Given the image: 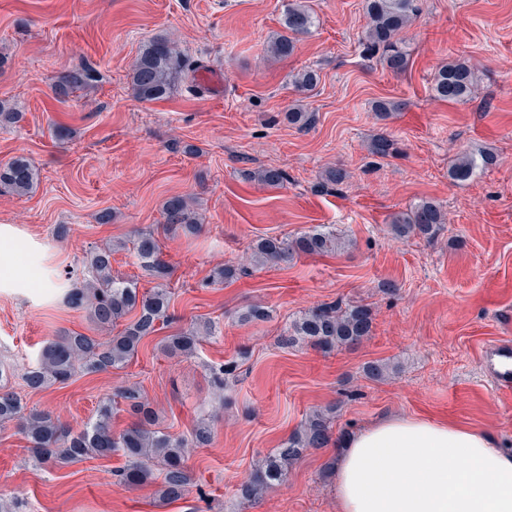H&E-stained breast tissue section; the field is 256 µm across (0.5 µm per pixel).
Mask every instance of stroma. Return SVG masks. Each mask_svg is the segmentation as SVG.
I'll return each instance as SVG.
<instances>
[{"mask_svg": "<svg viewBox=\"0 0 512 512\" xmlns=\"http://www.w3.org/2000/svg\"><path fill=\"white\" fill-rule=\"evenodd\" d=\"M288 3L0 0V99L23 114L0 129V163L22 154L39 170L32 193L0 191V237L17 243L18 265L34 266L39 280L0 281L9 384L27 408L75 430L100 400L136 385L170 433H190L203 418L213 433L189 455L188 494L162 503L155 484L118 483L121 455L44 470L15 424L0 427V497L19 512H337L332 445L307 450L287 482L259 499L237 494L307 414L331 406L337 438L388 416H421L488 432L512 449V390H498L484 363L492 345L512 342V0H421L403 32L410 65L399 75L364 54V0H308L316 27L291 56H271ZM159 35L178 41L193 70L168 100L145 103L133 95L132 65ZM451 61L478 77L474 98L435 97L432 76ZM82 64L97 82L57 94V77ZM214 67L224 72L220 96L199 87ZM305 70L319 76L308 93L293 83ZM381 100L404 107L382 117ZM292 108L311 115L306 129L289 123ZM58 125L68 138H55ZM381 134L396 143L385 159L368 151ZM188 144L197 154L185 153ZM462 149L492 151L496 163L452 181L448 167ZM270 165L287 173L285 186L251 180ZM329 167L348 180L322 185ZM172 195L192 199L198 233L165 235L162 204ZM424 199L442 207L447 224L431 240L394 239L392 217ZM105 210L111 223L98 221ZM60 224L71 228L63 240ZM319 226L346 248L255 265L257 239ZM144 231L159 236L173 270V329L202 318L217 335L188 358L167 356L152 336L124 368L27 389L21 375L47 340L91 328L86 311L62 302L68 275L81 273L90 249ZM224 263L243 276L201 287ZM336 300L371 307L372 331L359 345L327 354L280 346L289 322ZM256 303L270 319L237 322ZM227 361L238 369L219 392L210 368ZM371 361L390 364V376L365 378Z\"/></svg>", "mask_w": 512, "mask_h": 512, "instance_id": "stroma-1", "label": "stroma"}]
</instances>
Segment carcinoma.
I'll list each match as a JSON object with an SVG mask.
<instances>
[{
	"label": "carcinoma",
	"instance_id": "cac0c4a2",
	"mask_svg": "<svg viewBox=\"0 0 512 512\" xmlns=\"http://www.w3.org/2000/svg\"><path fill=\"white\" fill-rule=\"evenodd\" d=\"M417 0H367L370 25L365 32V50L380 54V62L394 74L407 71L410 53L400 32L417 12ZM317 17L312 8L301 0H293L285 14L283 30L270 44L278 57L290 56L297 36L310 33ZM190 71L188 59L174 42L166 37L151 40L137 58L132 72V90L141 102H156L168 98L176 84ZM96 81L93 69L80 66L59 76L56 90L68 94L83 90ZM477 87L475 74L461 62L440 66L433 76L435 97L451 101L469 99ZM22 118L9 102L0 99V128L17 124ZM373 156L387 158L395 153L394 142L385 135L374 138L370 145ZM495 155L488 151L475 157L467 150L460 151L448 170L457 182L472 178L479 168L495 164ZM39 178L35 164L25 156H17L0 165V188L16 195L29 193ZM254 178L264 184L280 186L288 181L286 172L278 168H263ZM164 232L196 233L200 219L186 197H169L162 206ZM446 213L433 201H423L409 211L395 216L390 224L396 239L412 235L426 238L436 236L446 224ZM344 239L328 229H313L295 238L268 236L253 245L255 262L276 266L301 255L328 256L343 250ZM127 248V243H108L91 250L84 262L82 279L73 282L64 294V302L73 309L88 313L96 332L112 331L123 320L124 328L108 338L73 332L47 341L35 365L23 373L26 386L41 391L55 384H64L78 373L89 375L121 369L137 354L141 342L156 335L173 320L169 313L170 295L165 282L170 268L162 258L160 241L152 232L138 234L133 243L134 255L144 275L157 282L147 291L138 283L112 272V255ZM242 270L234 265L219 267L201 283L209 288L218 283L232 282ZM270 318L267 307L251 305L238 315L241 322L265 321ZM372 327L371 309L362 304L335 301L314 307L294 319L280 337L279 344L290 348L299 344L311 346L324 353L351 347L369 336ZM215 335L210 320L195 323L162 340V349L172 355L191 356L200 341ZM237 364L228 362L211 369L216 390L223 391L229 379L235 377ZM8 368L0 364V425L16 423L27 441L30 459L38 467L56 466L89 458H106L121 453L125 466L117 477L125 485H145L159 471L161 481L156 495L162 502L177 501L185 496L191 484L186 459L192 448H202L212 440L211 426L201 420L187 437L177 436L159 427L158 414L142 401L140 388L126 387L117 397L126 401L135 420L125 429L112 431L114 403L100 401L94 417L79 431L61 423L48 412L26 409L20 396L6 383ZM334 409L310 412L287 440L268 455L253 470L248 481L238 489V496L252 501L264 491L284 484L288 468L309 449L326 448L332 440Z\"/></svg>",
	"mask_w": 512,
	"mask_h": 512
}]
</instances>
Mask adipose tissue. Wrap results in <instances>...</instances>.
Returning <instances> with one entry per match:
<instances>
[{"label":"adipose tissue","instance_id":"ef3b65f1","mask_svg":"<svg viewBox=\"0 0 512 512\" xmlns=\"http://www.w3.org/2000/svg\"><path fill=\"white\" fill-rule=\"evenodd\" d=\"M336 498L339 512H512V451L475 428L385 419L345 440Z\"/></svg>","mask_w":512,"mask_h":512}]
</instances>
